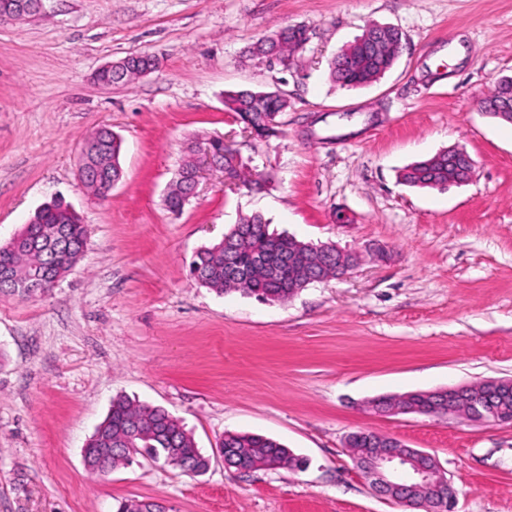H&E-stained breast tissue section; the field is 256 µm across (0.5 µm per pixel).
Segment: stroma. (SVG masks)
I'll use <instances>...</instances> for the list:
<instances>
[{
	"mask_svg": "<svg viewBox=\"0 0 512 512\" xmlns=\"http://www.w3.org/2000/svg\"><path fill=\"white\" fill-rule=\"evenodd\" d=\"M399 28L376 83L347 88L328 64L367 24ZM305 25L297 66L243 58L257 38ZM135 53L157 69L94 81ZM512 77V0H47L0 24V244L61 196L88 229L84 256L45 296H0V512H401L354 467L345 437L399 436L434 454L454 512H512V424L380 416L381 395L512 378V124L481 111ZM230 89L278 91L279 134L256 142L224 110ZM123 141L103 200L76 157L97 127ZM223 137L262 189L203 170L180 214L165 196L189 146ZM459 147L473 179L444 189L398 174ZM358 253L344 278L283 302L216 294L189 273L240 217ZM177 416L209 470L135 457L105 477L82 448L114 396ZM259 433L302 470H226L225 432Z\"/></svg>",
	"mask_w": 512,
	"mask_h": 512,
	"instance_id": "stroma-1",
	"label": "stroma"
}]
</instances>
